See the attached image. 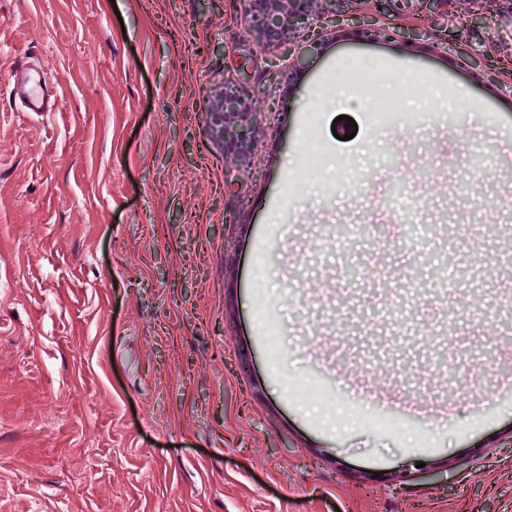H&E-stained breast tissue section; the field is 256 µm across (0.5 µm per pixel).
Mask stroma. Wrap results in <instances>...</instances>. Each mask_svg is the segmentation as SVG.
Here are the masks:
<instances>
[{
    "label": "stroma",
    "instance_id": "1",
    "mask_svg": "<svg viewBox=\"0 0 512 512\" xmlns=\"http://www.w3.org/2000/svg\"><path fill=\"white\" fill-rule=\"evenodd\" d=\"M246 10L0 0V85L54 84L0 94V512H512V0H338L283 46ZM365 62L408 124L337 105L389 95ZM245 82L237 163L208 106ZM11 93L16 89L21 91L25 101L26 112H34L43 115L52 111L50 97V84L46 72L36 71L30 73L24 70H16L12 77Z\"/></svg>",
    "mask_w": 512,
    "mask_h": 512
}]
</instances>
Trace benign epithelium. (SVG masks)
I'll list each match as a JSON object with an SVG mask.
<instances>
[{"mask_svg":"<svg viewBox=\"0 0 512 512\" xmlns=\"http://www.w3.org/2000/svg\"><path fill=\"white\" fill-rule=\"evenodd\" d=\"M336 0H248L252 28L263 40L281 44L299 29H309L329 18ZM250 90L227 88L212 105L219 115L224 156L235 161L249 154L255 142L256 120Z\"/></svg>","mask_w":512,"mask_h":512,"instance_id":"benign-epithelium-1","label":"benign epithelium"}]
</instances>
